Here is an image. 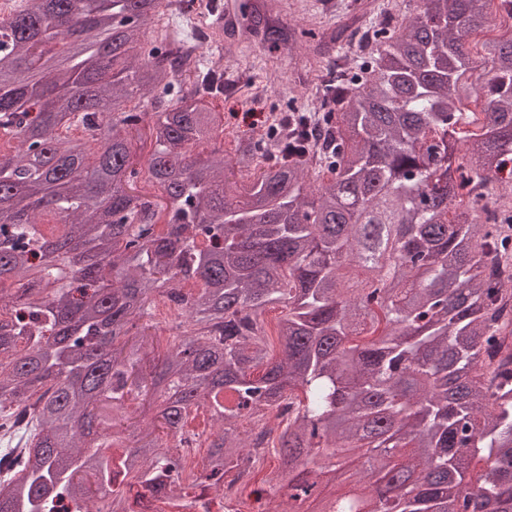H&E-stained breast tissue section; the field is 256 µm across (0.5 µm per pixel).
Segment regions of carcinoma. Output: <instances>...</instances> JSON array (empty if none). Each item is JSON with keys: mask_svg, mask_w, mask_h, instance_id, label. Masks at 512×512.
Here are the masks:
<instances>
[{"mask_svg": "<svg viewBox=\"0 0 512 512\" xmlns=\"http://www.w3.org/2000/svg\"><path fill=\"white\" fill-rule=\"evenodd\" d=\"M23 2L0 16V133L23 134L0 160V415L40 408L26 455L0 467V512L61 498L140 512L150 494L179 512L190 492L165 445L188 416L211 421L217 487L251 448L239 421L288 405L263 479L285 473L288 512H310L339 471L367 512H512V246L478 223L512 189V26L467 49L492 0H403L319 88L322 111L204 157L224 113L198 46L152 39L163 0ZM300 35L263 32L291 49ZM471 98L481 111L463 110ZM144 130L150 199L132 151ZM22 197L40 206L15 210ZM371 226L394 229L398 263L357 260ZM159 296L184 320L157 361ZM134 403L151 421L133 441Z\"/></svg>", "mask_w": 512, "mask_h": 512, "instance_id": "obj_1", "label": "carcinoma"}]
</instances>
